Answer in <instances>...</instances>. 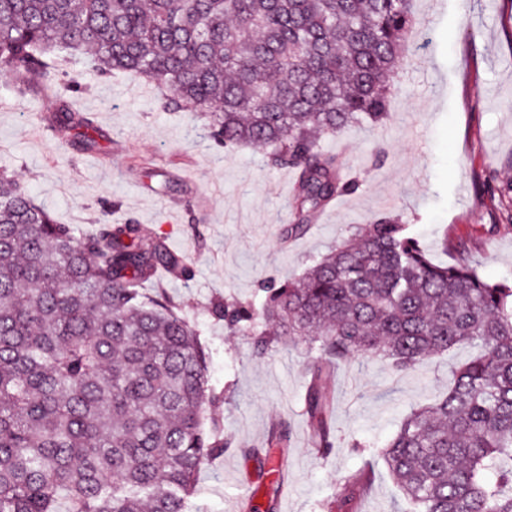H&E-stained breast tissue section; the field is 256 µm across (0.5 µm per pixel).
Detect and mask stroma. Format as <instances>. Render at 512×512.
Listing matches in <instances>:
<instances>
[{
	"label": "stroma",
	"mask_w": 512,
	"mask_h": 512,
	"mask_svg": "<svg viewBox=\"0 0 512 512\" xmlns=\"http://www.w3.org/2000/svg\"><path fill=\"white\" fill-rule=\"evenodd\" d=\"M414 10L419 23L393 77L388 119L320 142L357 190L289 239L281 227L292 221L294 171L272 167L258 148L224 152L204 136L206 119L193 107L164 108L156 87L98 74L86 61L56 59L54 79L24 97L12 90L14 75L0 70V168L75 233L93 232L104 216L131 221L191 264V278L161 273L144 290L180 305L206 348L209 384L223 396L208 414L229 446L198 474L197 512H224L244 496L258 512H328L364 470L357 512H403L378 452L411 408L447 392L452 370L474 354L464 345L405 371L366 355L337 363L327 416L336 447L324 455L304 408L318 352L302 339L258 350L255 333L229 330L214 316L215 301L260 303L263 282L299 277L351 229L385 215L409 224L434 262L450 263L444 243L463 241L483 277L512 281V197L487 185L512 183V0H414ZM61 97L106 132L97 150L37 134ZM153 174L166 180L165 192L145 189ZM278 429L289 434L281 493L260 453Z\"/></svg>",
	"instance_id": "1"
}]
</instances>
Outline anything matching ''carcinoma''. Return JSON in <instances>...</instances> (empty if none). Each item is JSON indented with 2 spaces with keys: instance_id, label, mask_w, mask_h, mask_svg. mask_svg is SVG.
<instances>
[{
  "instance_id": "carcinoma-1",
  "label": "carcinoma",
  "mask_w": 512,
  "mask_h": 512,
  "mask_svg": "<svg viewBox=\"0 0 512 512\" xmlns=\"http://www.w3.org/2000/svg\"><path fill=\"white\" fill-rule=\"evenodd\" d=\"M414 0H0V69L23 95L50 61L91 56L193 105L227 150L263 149L297 173L311 218L357 183L319 140L378 124L416 27ZM53 125L84 152L106 134L63 102ZM433 262L408 225L382 216L260 306L218 304L238 329L262 319L321 354L305 412L324 453L337 360L398 371L469 344L448 392L415 408L381 450L406 512H512V284L485 279L464 243ZM192 269L138 224L79 236L0 170V512H190L196 476L224 451L206 429L209 388L197 330L142 286Z\"/></svg>"
}]
</instances>
